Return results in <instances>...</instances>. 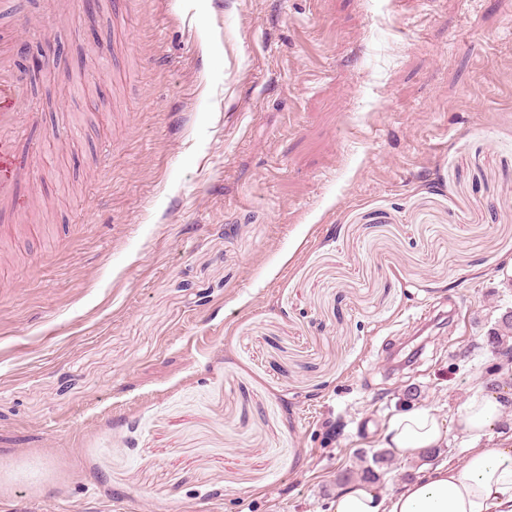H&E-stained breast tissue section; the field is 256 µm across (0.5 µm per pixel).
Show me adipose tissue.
<instances>
[{
    "label": "adipose tissue",
    "mask_w": 512,
    "mask_h": 512,
    "mask_svg": "<svg viewBox=\"0 0 512 512\" xmlns=\"http://www.w3.org/2000/svg\"><path fill=\"white\" fill-rule=\"evenodd\" d=\"M511 411L497 393L482 388L451 426L430 408L395 415L383 438L403 455L442 447L453 428L476 447L461 465L435 467L388 495L363 484L345 486L336 493L332 512H512V446L481 445Z\"/></svg>",
    "instance_id": "adipose-tissue-1"
}]
</instances>
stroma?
<instances>
[{"label":"stroma","instance_id":"obj_1","mask_svg":"<svg viewBox=\"0 0 512 512\" xmlns=\"http://www.w3.org/2000/svg\"><path fill=\"white\" fill-rule=\"evenodd\" d=\"M27 0L0 512H330L462 463L512 309V0ZM478 395H474L455 421L445 420L430 408H414L390 419L383 434L386 448H396L409 457L422 454L433 448H442L448 440L451 424L467 435L473 443L492 437L496 425L508 414L509 406L499 395L488 392L482 383L478 384Z\"/></svg>","mask_w":512,"mask_h":512}]
</instances>
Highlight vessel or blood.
<instances>
[{
  "label": "vessel or blood",
  "instance_id": "vessel-or-blood-1",
  "mask_svg": "<svg viewBox=\"0 0 512 512\" xmlns=\"http://www.w3.org/2000/svg\"><path fill=\"white\" fill-rule=\"evenodd\" d=\"M16 33L14 21L0 22V215L6 217L31 211L30 201L18 197V188L26 179V152L20 136L24 126L38 121L37 113L18 108L10 70Z\"/></svg>",
  "mask_w": 512,
  "mask_h": 512
}]
</instances>
